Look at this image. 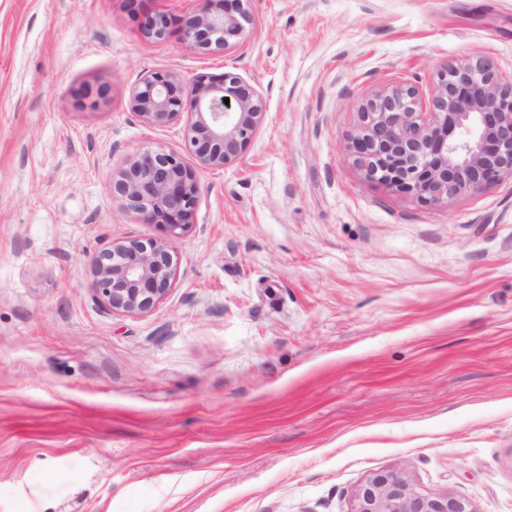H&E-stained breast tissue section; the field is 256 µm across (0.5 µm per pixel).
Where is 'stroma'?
<instances>
[{
    "label": "stroma",
    "mask_w": 512,
    "mask_h": 512,
    "mask_svg": "<svg viewBox=\"0 0 512 512\" xmlns=\"http://www.w3.org/2000/svg\"><path fill=\"white\" fill-rule=\"evenodd\" d=\"M137 8L0 0V512H347L387 471L512 512V178L436 205L351 150L385 89L478 57L511 79L512 0H251L217 55ZM227 71L264 121L198 170L167 296L110 312L91 257L157 235L112 176L188 152L132 91ZM138 29L147 40L161 41L167 38L173 18L164 11L143 8L137 13Z\"/></svg>",
    "instance_id": "stroma-1"
}]
</instances>
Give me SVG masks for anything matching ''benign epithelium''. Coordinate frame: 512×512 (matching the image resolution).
<instances>
[{
	"label": "benign epithelium",
	"mask_w": 512,
	"mask_h": 512,
	"mask_svg": "<svg viewBox=\"0 0 512 512\" xmlns=\"http://www.w3.org/2000/svg\"><path fill=\"white\" fill-rule=\"evenodd\" d=\"M178 24L189 50L224 52L244 33L249 0H196ZM138 29L147 40L167 38L174 24L164 11L143 8ZM191 112H182L184 99ZM229 102H224V99ZM131 110L142 121L166 126L186 118L185 137L201 169L236 160L261 127L259 92L226 72L185 83L155 72L133 90ZM352 150L365 177L398 187L432 204L460 194H480L512 176V80L486 59L450 64L437 74L434 94L422 103L402 85L369 99L360 112ZM200 186L182 156L162 147L134 156L112 177V199L126 213L152 224L159 236L110 241L94 254L88 288L111 312L144 314L169 293L176 274L172 244L195 227ZM350 512H476L448 492H427L402 473L369 478Z\"/></svg>",
	"instance_id": "benign-epithelium-1"
}]
</instances>
